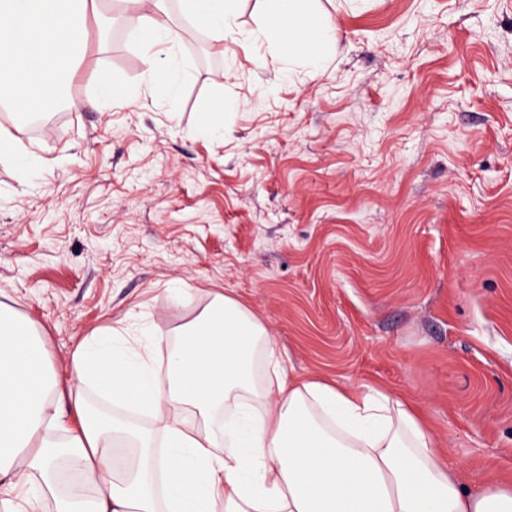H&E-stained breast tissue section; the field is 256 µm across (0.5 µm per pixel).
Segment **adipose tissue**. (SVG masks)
Returning a JSON list of instances; mask_svg holds the SVG:
<instances>
[{"label":"adipose tissue","instance_id":"ef3b65f1","mask_svg":"<svg viewBox=\"0 0 512 512\" xmlns=\"http://www.w3.org/2000/svg\"><path fill=\"white\" fill-rule=\"evenodd\" d=\"M223 41L240 0H119L142 35L147 87L159 97L187 77L171 4ZM98 0H0V93L24 112L53 109L67 89L62 66L85 43L81 23ZM315 0H265L240 44H267L284 77L317 76L336 42ZM306 37L283 40L282 19ZM151 338L117 333L78 347L64 393L49 372L35 324L0 309V512H512V485L464 486L412 404L383 388L345 389L297 375L276 354L265 324L239 300L213 294L182 326L166 372ZM149 415L141 430L116 427L87 402ZM193 409L200 425L190 424ZM79 424L71 426L69 413ZM127 441L134 455L116 461Z\"/></svg>","mask_w":512,"mask_h":512}]
</instances>
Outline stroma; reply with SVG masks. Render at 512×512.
<instances>
[{
    "mask_svg": "<svg viewBox=\"0 0 512 512\" xmlns=\"http://www.w3.org/2000/svg\"><path fill=\"white\" fill-rule=\"evenodd\" d=\"M320 7L336 52L289 80L173 12L170 100H130L138 32L88 18L72 105L0 119L40 158L0 163V305L67 386L86 336L170 340L224 293L298 374L389 389L466 484L512 483V0Z\"/></svg>",
    "mask_w": 512,
    "mask_h": 512,
    "instance_id": "1",
    "label": "stroma"
}]
</instances>
